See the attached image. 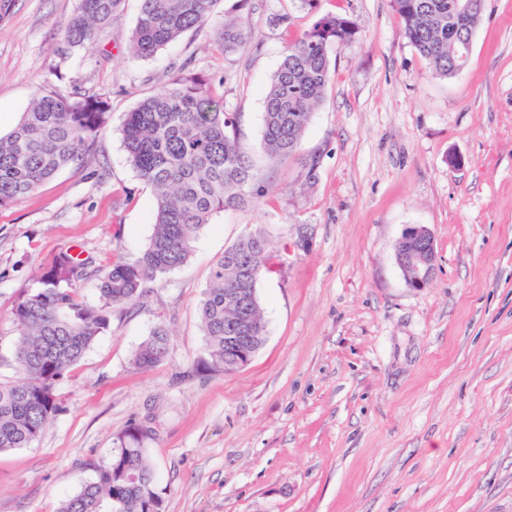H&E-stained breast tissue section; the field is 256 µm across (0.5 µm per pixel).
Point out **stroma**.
<instances>
[{
	"label": "stroma",
	"instance_id": "stroma-1",
	"mask_svg": "<svg viewBox=\"0 0 512 512\" xmlns=\"http://www.w3.org/2000/svg\"><path fill=\"white\" fill-rule=\"evenodd\" d=\"M236 2L217 0L149 59L129 49L140 0L65 62L56 50L80 0H15L0 24L1 136L57 69L61 92L111 106L84 165L0 208V381L19 377L12 307L42 267L65 250L108 267L147 245L155 200L121 138L143 96L178 76L209 81L272 185L215 214L184 265L113 312L38 440L0 452V512H57L136 425L151 430L164 512H512V0H486L470 61L448 78L409 43L393 0ZM325 14L355 18L360 37L333 49L296 154L270 158L266 89L288 41ZM232 15L248 39L228 55L217 32ZM413 225L436 248L422 288L396 261ZM256 227L278 259L257 287L266 338L227 373L206 365L199 306L213 260ZM159 325L166 358L134 368Z\"/></svg>",
	"mask_w": 512,
	"mask_h": 512
}]
</instances>
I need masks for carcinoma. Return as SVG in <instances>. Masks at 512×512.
Masks as SVG:
<instances>
[{"label": "carcinoma", "instance_id": "obj_1", "mask_svg": "<svg viewBox=\"0 0 512 512\" xmlns=\"http://www.w3.org/2000/svg\"><path fill=\"white\" fill-rule=\"evenodd\" d=\"M131 52L148 58L185 33L203 26L217 0H140ZM121 0H81L58 55L66 59L100 42L109 32ZM404 35L435 73L448 78L468 64L484 8L470 13L459 0H394ZM360 25L345 15H324L289 42L265 96L260 146L272 158L292 156L301 144L314 109L324 100L331 80L332 49L358 39ZM224 52L238 50L245 39L241 25L224 21ZM107 100L78 90L60 93L48 80L40 83L30 107L14 129L0 136V208L40 188L62 169L84 163L106 127ZM236 113L224 99L191 77H179L144 98L122 128L132 166L154 192V231L133 260L105 270L68 252L36 276L34 292L12 309L19 328L15 344L21 378L0 382V451L26 448L60 411L55 386L110 326L112 312L135 304L148 284L185 264L198 230L228 208H242L264 198L270 185L255 171L236 132ZM253 269L251 300L228 297L235 266ZM272 268L265 232L255 228L224 250L213 266L200 305V318L211 365L225 372V327L247 315L254 335H263L255 289ZM99 278L98 304L77 301L78 289ZM168 333L158 327L139 345L132 363L148 369L167 354ZM151 434L135 426L129 442L96 468L95 480L65 499L59 512H162L155 472L141 448Z\"/></svg>", "mask_w": 512, "mask_h": 512}]
</instances>
